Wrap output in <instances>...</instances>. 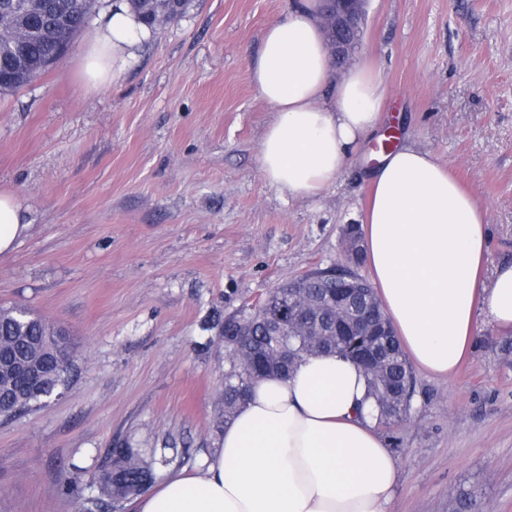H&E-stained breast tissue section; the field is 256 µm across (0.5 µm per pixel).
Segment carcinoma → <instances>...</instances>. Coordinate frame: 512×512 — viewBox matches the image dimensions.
Returning <instances> with one entry per match:
<instances>
[{
  "label": "carcinoma",
  "mask_w": 512,
  "mask_h": 512,
  "mask_svg": "<svg viewBox=\"0 0 512 512\" xmlns=\"http://www.w3.org/2000/svg\"><path fill=\"white\" fill-rule=\"evenodd\" d=\"M143 23L158 12L181 17L190 0H128ZM95 0H0V27L15 35L0 40V92L18 90L40 75L68 50L87 24ZM303 289V316L308 331L294 332L296 304L291 284L273 288L261 301L253 353L245 358L224 346V387L214 419L222 430L248 397L257 378L288 376L306 355L336 354L359 364L365 374L367 395L376 401L377 424L395 428L408 420L414 394V377L389 320L368 335L347 332L341 310L351 309L350 293L321 277L307 273ZM76 359L67 333L18 307H0V418L8 420L39 407L69 386ZM155 457L132 448H110L99 468L102 475L91 504L106 510L112 502L156 478Z\"/></svg>",
  "instance_id": "carcinoma-1"
}]
</instances>
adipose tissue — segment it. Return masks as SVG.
Returning a JSON list of instances; mask_svg holds the SVG:
<instances>
[{"label":"adipose tissue","mask_w":512,"mask_h":512,"mask_svg":"<svg viewBox=\"0 0 512 512\" xmlns=\"http://www.w3.org/2000/svg\"><path fill=\"white\" fill-rule=\"evenodd\" d=\"M151 36L126 0H113L87 39L86 90L117 80ZM248 76L276 114L260 171L289 198L336 184L377 130L383 78L360 65L335 78L316 0H295L266 27ZM27 228L22 203L0 192V253ZM362 233L373 286L416 368L452 373L477 316L512 332V264L480 281L485 211L431 151L405 143L379 158ZM365 391L361 368L334 355L256 381L202 474L169 477L139 497V512H388L398 463Z\"/></svg>","instance_id":"obj_1"}]
</instances>
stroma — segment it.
Returning a JSON list of instances; mask_svg holds the SVG:
<instances>
[{"instance_id": "stroma-1", "label": "stroma", "mask_w": 512, "mask_h": 512, "mask_svg": "<svg viewBox=\"0 0 512 512\" xmlns=\"http://www.w3.org/2000/svg\"><path fill=\"white\" fill-rule=\"evenodd\" d=\"M293 0H190L124 74L85 92L84 34L23 88L0 94V191L29 228L0 254V306L70 334L66 393L0 422V512H87L106 449L178 455L199 473L218 450L225 318L276 285L347 265L360 224L362 145L337 183L288 198L259 171L271 108L248 79L266 26ZM353 63L381 71L380 135L414 139L484 208V274L512 262V0H367ZM478 318L448 377L414 370L410 421L384 437L398 459L390 512H512V352ZM78 465L70 474V465ZM74 476L80 491L65 493Z\"/></svg>"}]
</instances>
